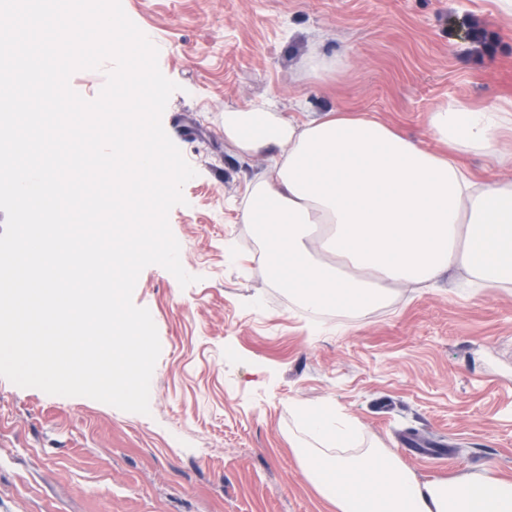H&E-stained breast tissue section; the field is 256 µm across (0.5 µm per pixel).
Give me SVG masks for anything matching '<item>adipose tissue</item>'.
<instances>
[{
	"label": "adipose tissue",
	"mask_w": 512,
	"mask_h": 512,
	"mask_svg": "<svg viewBox=\"0 0 512 512\" xmlns=\"http://www.w3.org/2000/svg\"><path fill=\"white\" fill-rule=\"evenodd\" d=\"M224 135L265 157L241 221L256 226L269 276L312 317H361L396 289L454 276L512 289V100L439 103L427 146L347 106L301 121L228 111ZM472 155L500 175L471 171ZM294 409L304 436L289 445L335 512H512V476L423 481L381 441L357 447L360 426L342 410Z\"/></svg>",
	"instance_id": "obj_1"
}]
</instances>
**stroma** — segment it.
<instances>
[{"label":"stroma","mask_w":512,"mask_h":512,"mask_svg":"<svg viewBox=\"0 0 512 512\" xmlns=\"http://www.w3.org/2000/svg\"><path fill=\"white\" fill-rule=\"evenodd\" d=\"M122 5L179 86L162 124L196 175L168 222L195 281L158 265L138 277L161 343L149 414L0 376V512H330L288 446L298 401L338 406L394 450L410 431L445 441L444 460L404 456L419 479L512 475V292L404 288L389 310L311 327L241 222L265 160L224 136L225 111L271 102L298 119L351 106L423 141L448 98H511L495 0ZM339 55L335 71L306 65Z\"/></svg>","instance_id":"1"}]
</instances>
